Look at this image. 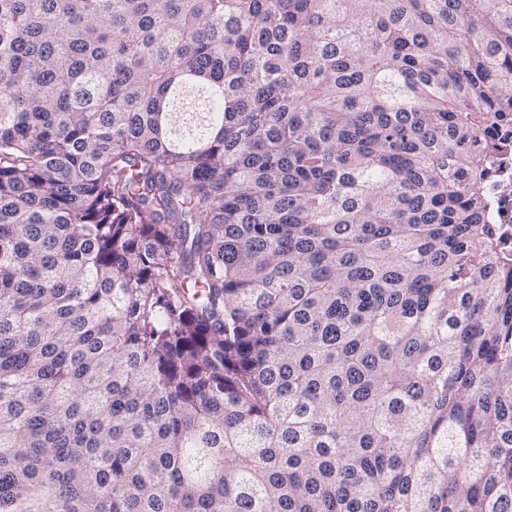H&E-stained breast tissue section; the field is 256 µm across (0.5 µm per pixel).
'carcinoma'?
Here are the masks:
<instances>
[{
	"label": "carcinoma",
	"mask_w": 512,
	"mask_h": 512,
	"mask_svg": "<svg viewBox=\"0 0 512 512\" xmlns=\"http://www.w3.org/2000/svg\"><path fill=\"white\" fill-rule=\"evenodd\" d=\"M511 124L512 0H0V512H512ZM492 176L487 180L486 194L496 204L494 220L501 224L503 233L501 247L508 253L512 246V155L503 152L489 159Z\"/></svg>",
	"instance_id": "carcinoma-1"
}]
</instances>
